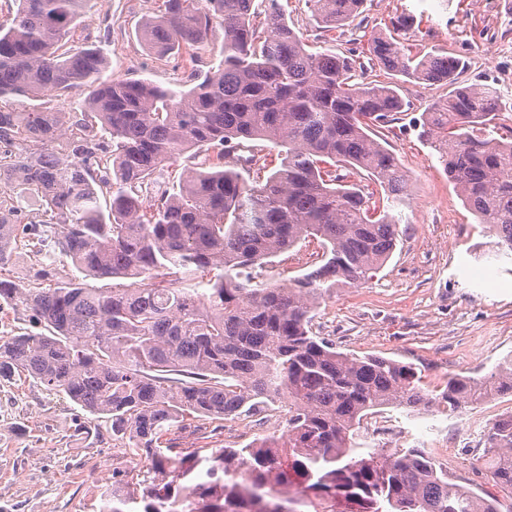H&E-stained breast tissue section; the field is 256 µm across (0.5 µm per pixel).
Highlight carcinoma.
<instances>
[{
  "label": "carcinoma",
  "instance_id": "1",
  "mask_svg": "<svg viewBox=\"0 0 512 512\" xmlns=\"http://www.w3.org/2000/svg\"><path fill=\"white\" fill-rule=\"evenodd\" d=\"M0 20V271L34 259L22 280L0 278V313L24 310L35 330L0 336V379L33 380L109 423L112 437L145 457L130 479L142 497L113 487L100 512H498L496 499L448 481L417 448L364 452L352 445L363 416L389 405L431 403L412 364L358 356L310 330L311 313L343 284L373 277L399 225L346 184L360 168L392 195L405 174L371 136L404 102L390 85L359 83L377 68L448 95L421 117V137L464 205L512 259V136L485 134L500 111L496 88L460 86L463 60L416 57L386 35L368 63L311 52L278 0H163L140 39L190 69L186 89L147 78L115 80L92 41L68 47L90 0H16ZM312 20L334 31L363 0H309ZM219 55L199 68L215 27ZM86 92L83 111L39 103L47 91ZM280 166L250 185L241 170L266 146ZM187 152L173 192L152 194L157 172ZM319 251L285 285L256 269L302 240ZM78 273L58 279L49 251ZM512 394V361L478 379L451 376L449 412ZM284 417L286 438L267 436L209 455L169 434L210 417ZM483 467L512 495V414L484 432ZM208 478L196 477L199 462ZM297 486L282 497L279 486ZM342 510H336V506Z\"/></svg>",
  "mask_w": 512,
  "mask_h": 512
}]
</instances>
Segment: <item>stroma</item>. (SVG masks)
I'll return each instance as SVG.
<instances>
[{
    "mask_svg": "<svg viewBox=\"0 0 512 512\" xmlns=\"http://www.w3.org/2000/svg\"><path fill=\"white\" fill-rule=\"evenodd\" d=\"M288 24L303 33L311 51L361 55L373 34L387 31L400 13L415 18L399 37L418 55L464 58L462 85L495 87L502 95L497 126L512 127V0L487 10L481 0H365L359 17L324 41L307 0H279ZM162 0H93L79 20V35L110 30L104 44L109 70L121 79L148 78L175 88L188 79L178 58L149 54L136 36ZM448 92L444 86L401 83L408 105L379 134L408 175L400 198L388 197L366 172L353 180L370 204L399 223L395 250L366 283L337 289L318 307L316 336L338 349L416 365L421 387L438 397L452 375L480 377L512 358V260L494 258L493 239L478 224L449 181L435 152L419 137L415 122ZM512 413V395L465 405L439 415V431L409 438L411 425L426 422L429 409L386 408L389 427L375 434L358 429L359 448H417L448 468L458 483L497 497L500 512H512V496L499 491L480 461L481 435L498 417ZM82 410L67 397L32 382L0 381V512H99L101 493L137 463L122 443L77 435ZM254 416L248 425L204 422L201 439L181 437L184 447L240 448L272 434Z\"/></svg>",
    "mask_w": 512,
    "mask_h": 512,
    "instance_id": "35a3bbf8",
    "label": "stroma"
}]
</instances>
